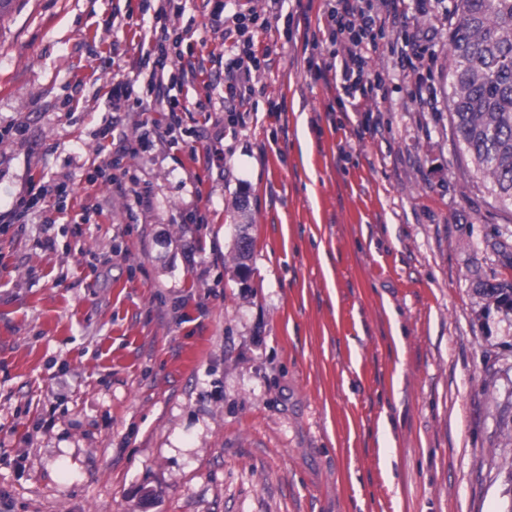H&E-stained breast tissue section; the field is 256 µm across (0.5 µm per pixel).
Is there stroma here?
I'll list each match as a JSON object with an SVG mask.
<instances>
[{
	"mask_svg": "<svg viewBox=\"0 0 512 512\" xmlns=\"http://www.w3.org/2000/svg\"><path fill=\"white\" fill-rule=\"evenodd\" d=\"M180 3L0 16V213L71 189L0 226V512H512V311L483 293L512 211L449 125L453 0L399 5L363 132L318 73L330 0ZM237 12L269 18L249 28L250 103L225 111L223 70L204 71L171 91L186 141L141 147L113 80L166 124L142 52L166 32L238 55ZM217 141L223 167L193 160Z\"/></svg>",
	"mask_w": 512,
	"mask_h": 512,
	"instance_id": "obj_1",
	"label": "stroma"
}]
</instances>
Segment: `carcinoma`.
Returning a JSON list of instances; mask_svg holds the SVG:
<instances>
[{"label": "carcinoma", "mask_w": 512, "mask_h": 512, "mask_svg": "<svg viewBox=\"0 0 512 512\" xmlns=\"http://www.w3.org/2000/svg\"><path fill=\"white\" fill-rule=\"evenodd\" d=\"M448 52L449 116L473 175L512 207V0H454ZM488 294L512 310V285Z\"/></svg>", "instance_id": "1"}]
</instances>
